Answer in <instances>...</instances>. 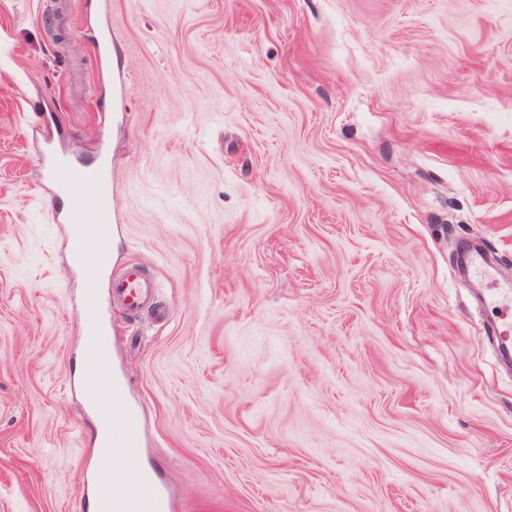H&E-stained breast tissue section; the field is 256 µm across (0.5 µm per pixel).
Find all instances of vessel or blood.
<instances>
[{
  "label": "vessel or blood",
  "mask_w": 512,
  "mask_h": 512,
  "mask_svg": "<svg viewBox=\"0 0 512 512\" xmlns=\"http://www.w3.org/2000/svg\"><path fill=\"white\" fill-rule=\"evenodd\" d=\"M86 199L74 200L63 217L64 223L79 230L88 225L100 227V240L112 241V170L104 167L82 179ZM84 299V325L81 331L86 359L96 374L86 388L87 394L111 392L121 394L125 382L120 373L104 370L110 358L111 338L97 320L96 278L87 275ZM109 286L112 294L122 300L128 313H137L150 304L156 293L155 279L139 263H131L121 273L114 275ZM488 301L500 319L498 341L512 345V290L492 287ZM98 469L90 486L83 492L84 499L93 501L98 512H169L171 496L167 484L159 473L141 464L140 416L137 409H126L122 420L112 423L109 431L96 439ZM124 454L127 465H112L114 454Z\"/></svg>",
  "instance_id": "vessel-or-blood-1"
}]
</instances>
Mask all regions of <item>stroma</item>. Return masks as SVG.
<instances>
[{"label":"stroma","instance_id":"35a3bbf8","mask_svg":"<svg viewBox=\"0 0 512 512\" xmlns=\"http://www.w3.org/2000/svg\"><path fill=\"white\" fill-rule=\"evenodd\" d=\"M112 33V60L92 41ZM112 165L101 284L173 512H512V0H0V512H81L82 270L42 200ZM470 268L472 273H479L484 278L488 279L491 285L495 286L488 288V301L489 305L495 308L499 314L500 331L497 336L499 345L509 344L512 346V290L511 288H497V281L489 270L485 267L483 262L478 257H473L470 260ZM109 288L114 297L122 300L131 316L151 303L157 284L138 262H133L109 280Z\"/></svg>","mask_w":512,"mask_h":512}]
</instances>
